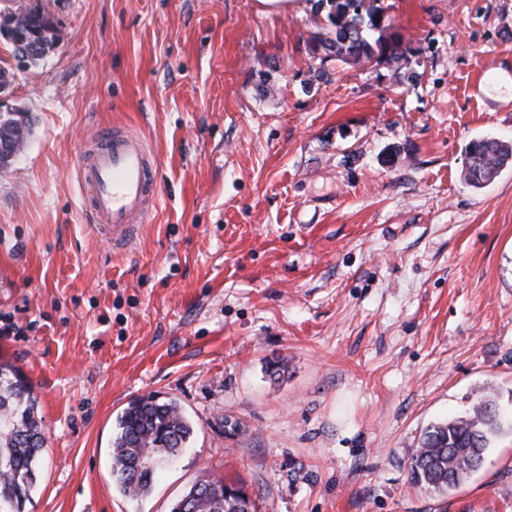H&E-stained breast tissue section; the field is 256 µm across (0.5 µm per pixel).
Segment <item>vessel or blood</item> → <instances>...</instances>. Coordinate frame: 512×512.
<instances>
[{
	"label": "vessel or blood",
	"mask_w": 512,
	"mask_h": 512,
	"mask_svg": "<svg viewBox=\"0 0 512 512\" xmlns=\"http://www.w3.org/2000/svg\"><path fill=\"white\" fill-rule=\"evenodd\" d=\"M80 159V181L95 220L94 232L113 251L128 249L157 202L155 156L138 133L110 125L99 129Z\"/></svg>",
	"instance_id": "obj_1"
}]
</instances>
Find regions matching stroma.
Returning a JSON list of instances; mask_svg holds the SVG:
<instances>
[{
	"mask_svg": "<svg viewBox=\"0 0 512 512\" xmlns=\"http://www.w3.org/2000/svg\"><path fill=\"white\" fill-rule=\"evenodd\" d=\"M53 49L0 39L33 135L0 170V356L39 394L28 512H170L204 476L259 512H512V434L439 498L409 464L493 394L512 415V0H384L416 80L317 49L314 9L257 0H26ZM102 125L153 148L160 198L127 252L89 228L77 160ZM176 400L188 448L132 499L116 417ZM512 162V145L497 138L474 141L468 150V161L463 170V180L470 187L479 189L490 184L501 170Z\"/></svg>",
	"mask_w": 512,
	"mask_h": 512,
	"instance_id": "obj_1",
	"label": "stroma"
}]
</instances>
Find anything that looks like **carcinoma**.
I'll return each mask as SVG.
<instances>
[{"instance_id":"1","label":"carcinoma","mask_w":512,"mask_h":512,"mask_svg":"<svg viewBox=\"0 0 512 512\" xmlns=\"http://www.w3.org/2000/svg\"><path fill=\"white\" fill-rule=\"evenodd\" d=\"M325 13L316 46L328 58L347 63L385 60L397 77L408 68L410 40L388 20L383 0H318ZM54 46V36L41 38V47L27 50L25 60L37 63ZM14 112L0 113V143L18 142L29 135V121L19 126ZM512 162V145L497 138L473 142L463 180L479 189L490 184ZM512 423L499 414L487 395L461 417L431 426L410 461V477L427 492L444 495L464 484L483 462L494 437ZM193 434L179 404L155 395L136 398L116 419L112 437V473L129 497L148 494L162 465L186 447ZM39 416V396L33 384L13 363L0 361V512H25L39 479L38 462L45 450ZM198 492L195 512H256L245 490L206 477L191 486Z\"/></svg>"}]
</instances>
